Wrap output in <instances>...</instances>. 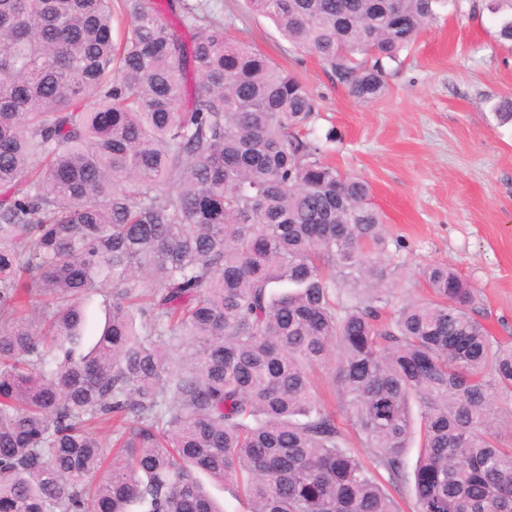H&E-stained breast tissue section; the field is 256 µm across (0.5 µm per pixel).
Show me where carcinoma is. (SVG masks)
Masks as SVG:
<instances>
[{
  "label": "carcinoma",
  "mask_w": 512,
  "mask_h": 512,
  "mask_svg": "<svg viewBox=\"0 0 512 512\" xmlns=\"http://www.w3.org/2000/svg\"><path fill=\"white\" fill-rule=\"evenodd\" d=\"M249 4L367 102L447 0ZM313 112L187 0H0V512H221L200 473L249 512H399L380 470L416 512H512V344L446 264L395 301ZM89 321L87 325L86 336L91 341L99 330L103 327L105 318L108 316V302L100 294H92L87 301Z\"/></svg>",
  "instance_id": "carcinoma-1"
}]
</instances>
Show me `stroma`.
Here are the masks:
<instances>
[{
  "label": "stroma",
  "mask_w": 512,
  "mask_h": 512,
  "mask_svg": "<svg viewBox=\"0 0 512 512\" xmlns=\"http://www.w3.org/2000/svg\"><path fill=\"white\" fill-rule=\"evenodd\" d=\"M232 18V41L294 73L317 109L310 124L329 161L362 176L382 212L398 299L422 298L420 270L445 263L480 292V319L512 341V45L498 35L497 0H450L427 24L372 102L336 86L245 0H206ZM334 139H327V132Z\"/></svg>",
  "instance_id": "1"
}]
</instances>
